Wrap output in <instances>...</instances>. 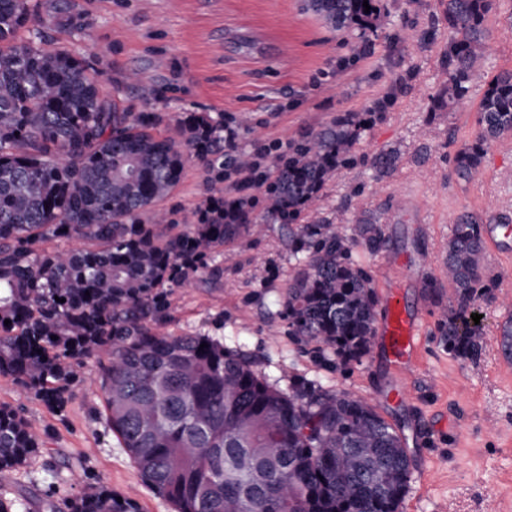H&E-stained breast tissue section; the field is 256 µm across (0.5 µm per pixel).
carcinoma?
Here are the masks:
<instances>
[{
	"mask_svg": "<svg viewBox=\"0 0 512 512\" xmlns=\"http://www.w3.org/2000/svg\"><path fill=\"white\" fill-rule=\"evenodd\" d=\"M381 0H307L334 29L360 37ZM500 0H442L448 82L430 111L468 100ZM32 0H0V378L61 416L91 361L101 369L106 428L155 493L175 512H398L411 478L400 433L369 402L298 380L270 384L249 356L206 334L176 335L172 296L205 278L224 284L214 256L249 233L256 210L288 225L297 264L281 316L296 342L360 364L371 350L378 302L357 244L384 250L376 221L305 222L331 175L366 166L376 182L393 152L358 153L362 134L404 92L347 112L288 146L249 153L225 135L224 114L127 112L100 90L101 71L51 42ZM479 131L451 159L468 178L489 145L512 135V71L486 82ZM195 163L213 174L184 227L160 204ZM237 177L238 195L216 184ZM52 242H79L68 250ZM484 224L460 215L443 276L448 310L438 321L448 352L470 358L485 331L471 315L496 299L485 265ZM65 302H59V299ZM10 324H4V321ZM207 347L200 348L201 344ZM500 350L512 361V315ZM49 431H33L19 408L0 406V473L42 456ZM42 495L0 494V512H138L135 502L89 484L56 499L59 464Z\"/></svg>",
	"mask_w": 512,
	"mask_h": 512,
	"instance_id": "cac0c4a2",
	"label": "carcinoma"
}]
</instances>
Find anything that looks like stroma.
<instances>
[{"label":"stroma","instance_id":"1","mask_svg":"<svg viewBox=\"0 0 512 512\" xmlns=\"http://www.w3.org/2000/svg\"><path fill=\"white\" fill-rule=\"evenodd\" d=\"M54 18L55 46L102 69L101 91L129 112H220L236 142L253 152L287 145L334 118L361 111L401 76L406 93L365 132L359 151L396 150L382 185L370 170L335 173L313 206L332 224L372 214L389 239L374 254L352 256L369 267L377 295L398 287L405 306L423 313L421 343L409 371L395 374L383 347L362 364L338 369L315 359L288 334L280 312L295 265L288 228L264 225L224 259V286L192 284L174 296L179 335L202 333L248 353L269 382L291 378L376 404L404 438L412 474L399 512H512V369L498 347L504 313L482 305L485 343L477 357L449 354L437 332L448 290L442 287L448 237L457 216L512 218V136L491 143L482 167L463 180L450 160L478 132L477 105L487 76L512 70V0L490 17L491 37L469 99L454 111L429 106L448 76L441 65L448 24L436 0H381L385 14L360 40L307 11L305 0H39ZM357 54L355 65L340 57ZM205 174L188 166L166 200L179 224L194 221ZM404 398L385 399L393 387ZM23 408L31 426L49 430L47 449L60 463V495L96 482L134 499L139 512H174L147 488L117 438L107 433L100 370L89 363L64 416L24 389L0 381V405Z\"/></svg>","mask_w":512,"mask_h":512}]
</instances>
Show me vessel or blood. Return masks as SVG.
I'll return each instance as SVG.
<instances>
[{"label":"vessel or blood","mask_w":512,"mask_h":512,"mask_svg":"<svg viewBox=\"0 0 512 512\" xmlns=\"http://www.w3.org/2000/svg\"><path fill=\"white\" fill-rule=\"evenodd\" d=\"M420 319L402 306L397 289H387L384 310L376 323L375 338L388 351L393 369L406 371L417 359L420 344Z\"/></svg>","instance_id":"1"}]
</instances>
